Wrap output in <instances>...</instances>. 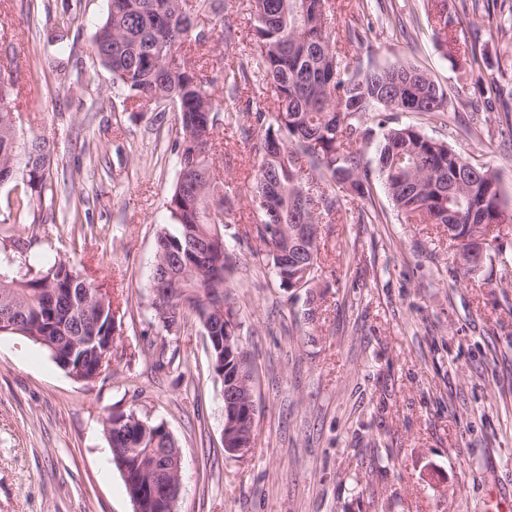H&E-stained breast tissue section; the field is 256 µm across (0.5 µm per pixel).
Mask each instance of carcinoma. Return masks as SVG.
I'll return each instance as SVG.
<instances>
[{"mask_svg": "<svg viewBox=\"0 0 512 512\" xmlns=\"http://www.w3.org/2000/svg\"><path fill=\"white\" fill-rule=\"evenodd\" d=\"M219 0H107L104 22L96 32L94 53L127 95L157 107L174 104L180 119L175 141L178 178L169 200L174 229L156 237V261L186 291L154 303V319L164 325L166 315H195L204 330L224 335L227 321L239 320L233 298L226 291L224 272L231 266L222 219L210 220L205 211L213 198L228 212L224 184L209 180L213 165L211 136L203 134V113H211L210 128L224 124L247 141L260 133V157L246 179L253 229L262 247L251 251L255 263L277 268L275 251L288 249L296 224L321 223L322 215L338 211L346 198L369 200V174L360 145L368 139V121L384 128L375 158V170L388 197L406 221L446 224L448 212L475 210L476 224H512L503 208L499 180L487 167L462 182L454 175L458 153L423 134L411 124L385 126L395 112L433 114L448 107L441 84L428 72L397 62L367 70L341 65L336 36L329 30L326 0H248L249 41L240 57L224 73V94L216 99L214 81L203 68L180 59L167 68L160 52H176L189 38L202 43L191 19H215L218 31L230 40L239 25V13L226 11ZM470 67L499 95L496 77L487 59L472 55ZM265 86L274 111L247 112L240 120L239 100L253 85ZM50 142L21 141L10 112L0 111V169L11 167L26 177L29 194L6 201L0 222L13 213H28L42 201L51 178ZM212 241L210 258L201 257L200 242ZM321 237L310 239L305 264L292 272H275L279 287L304 281L320 270ZM116 310L112 295L95 285L70 263L41 260L38 265L7 261L0 266V322L49 352L58 366L77 380L93 379L98 356L112 355ZM98 336L87 348L83 337ZM210 364L225 385L236 365L224 359V345L210 344ZM141 422L138 447L171 453L177 444L164 424L136 412L109 415L105 421L113 459L121 465L125 447L119 421Z\"/></svg>", "mask_w": 512, "mask_h": 512, "instance_id": "obj_1", "label": "carcinoma"}]
</instances>
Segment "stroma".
<instances>
[{
    "label": "stroma",
    "instance_id": "stroma-1",
    "mask_svg": "<svg viewBox=\"0 0 512 512\" xmlns=\"http://www.w3.org/2000/svg\"><path fill=\"white\" fill-rule=\"evenodd\" d=\"M329 0L339 47L361 68L408 61L450 104L399 114L498 175L512 210V112L486 105L472 54L512 91V55L488 0ZM107 0H0V59L12 67L18 137L55 148L51 197L21 224H0V256L59 258L112 295L108 367L75 380L25 337L0 333V512H135L104 421L136 411L179 446L176 512H502L512 498V233L466 275L442 226L408 224L378 175L372 202L351 200L320 226L312 287L279 288L234 235L250 212L252 143L214 131L232 202L227 277L255 368L257 446L224 450L222 385L196 320L166 335L149 281L157 233L172 219L178 114L140 111L92 51ZM360 38L349 41V30ZM170 362L157 367L154 347Z\"/></svg>",
    "mask_w": 512,
    "mask_h": 512
}]
</instances>
